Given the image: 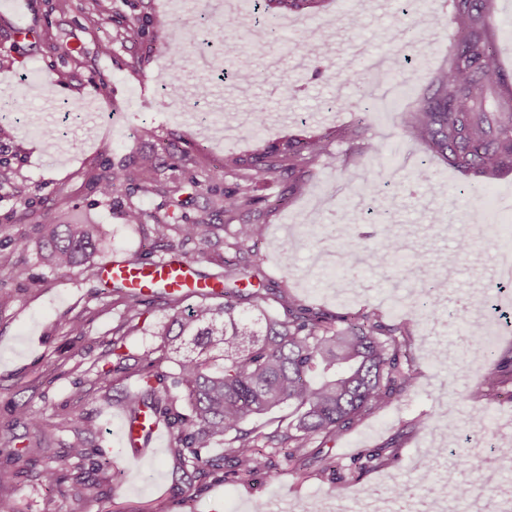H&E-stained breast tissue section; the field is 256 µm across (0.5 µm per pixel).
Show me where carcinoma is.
Masks as SVG:
<instances>
[{
	"label": "carcinoma",
	"instance_id": "1",
	"mask_svg": "<svg viewBox=\"0 0 512 512\" xmlns=\"http://www.w3.org/2000/svg\"><path fill=\"white\" fill-rule=\"evenodd\" d=\"M318 0H257L256 16L246 24L255 41L277 35L272 4L285 10H301ZM455 50L448 68L433 80L434 92L414 112L411 134L449 166L474 174L492 175L512 168V98L499 99L496 90L503 83L493 35L488 33L484 14L474 0H457L454 17ZM145 35V23L131 16L123 21L119 37L137 42ZM334 43L317 46L304 43V53L313 61L331 57ZM495 111L490 112L488 105ZM363 120L336 130V139L363 140ZM330 134L293 141L281 148L271 146L261 157L224 160V166L208 175L213 183L209 206L193 222L181 224L169 214L153 218V233L165 243L166 251L181 261L192 263L209 256L224 242V225L242 214L255 213L262 197L258 184L265 179L292 177L327 153ZM195 164L189 155L183 166L172 168L166 181L156 177L153 167L129 161L104 170L88 172V186L102 198L127 199L126 220L142 224L146 212L132 201L131 193L160 195L167 205H184L182 192L197 189L195 175L185 168ZM232 171L237 182L222 191L216 184L224 172ZM39 237L35 249L43 264L54 271L84 267L96 275L93 262L101 237L95 224H42L35 226ZM354 252L370 266L389 262L413 275L426 265L425 255L409 251L398 237H387L378 251L364 249L358 239L340 245ZM224 275L217 287L224 303L214 305L203 297L194 305L180 307L183 298L161 290L155 298L175 310L169 324L158 331L162 345L159 356L145 354L138 361L139 387L127 394L131 417L151 415L166 420L172 429L171 451L191 475H202L219 465L221 458L205 452L217 442H228L226 451L235 460L238 472L248 477L257 469L255 448L280 445L288 452L289 463L299 465L304 449L312 440L332 439L356 418L386 405L391 397L416 386L412 369H404L400 358L403 344L395 331L383 327L369 313L343 328L319 308L296 299L260 279L259 267L237 250L232 258L218 255ZM0 274L13 281L29 279L28 269L17 262L0 263ZM256 279L258 287L247 288L243 280ZM113 292L124 305L123 319L113 329L119 336L143 315L144 295L113 284ZM274 301L283 311L276 317L263 305ZM247 304L259 314L248 317L240 307ZM175 360L178 372L170 376L161 370L166 360ZM327 374L319 384L307 375L316 367ZM188 398L189 406L182 404ZM294 406V417L286 428L265 433L245 429L250 416L262 415L282 405Z\"/></svg>",
	"mask_w": 512,
	"mask_h": 512
}]
</instances>
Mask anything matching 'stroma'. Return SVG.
Listing matches in <instances>:
<instances>
[{
    "label": "stroma",
    "instance_id": "35a3bbf8",
    "mask_svg": "<svg viewBox=\"0 0 512 512\" xmlns=\"http://www.w3.org/2000/svg\"><path fill=\"white\" fill-rule=\"evenodd\" d=\"M98 12L93 0H72L70 9L51 11V0H0V111L21 113L11 140L0 144V159L13 174L0 182V226L7 235L33 236L40 215L50 213L58 224H99L107 233L100 260L142 258L164 252L151 224L127 223L124 203L101 198L86 184L90 169L130 158L158 162L167 176L168 151L194 155L196 173L222 165L225 154L251 153L282 143L318 136L355 123L366 114L365 139L395 146L402 165L391 173L390 157L372 155L350 143L332 141L328 153L293 183L269 181L260 231L243 248L259 266L265 283L287 291L304 305L323 309L347 321L375 314L383 325L398 329L406 342L403 368L413 369L417 388L395 394L381 410L365 414L330 440L315 439L305 464L289 466L283 449L260 448L262 465L242 479L223 446L209 448L224 459L220 470L186 481L181 464L168 448L137 456L120 440V422L127 414L125 393L133 389L135 365L156 350L155 331L169 314L163 302L148 305L125 336L113 337L124 308L100 278L79 271L53 272L35 251L11 253V261L29 268L22 283L0 282L10 295L0 306V498L14 512H306L317 499L330 508L362 498H378L391 488L412 484L431 448H491L512 440V374L505 375L487 427L475 431L471 409L485 402L484 378L512 357V326L499 327L485 348L469 337L488 322L489 305H512V293L500 291L494 263L495 239L483 235V224H511L512 168L486 178L465 175L405 130L409 112L431 93V82L446 69L454 50L455 23L444 0H320L303 13L288 14L282 40L266 43L238 58L213 41L206 16L224 19V0H106ZM356 14L357 26L342 17ZM139 15L146 21L143 43L115 39L120 17ZM336 23V51L327 61L312 62L299 48L304 35L325 22ZM193 25L197 39L180 53L165 52L176 44L183 25ZM407 27L412 40L405 58L377 40L385 27ZM34 32L20 41L12 28ZM112 44L102 54L101 42ZM251 68L257 75L249 89L231 82H213L204 102L185 100L183 92L168 95L161 88L169 73L182 83L210 80L213 67ZM56 73L52 92L20 82L25 71ZM108 79L110 101L97 95L96 84ZM264 113L270 125L265 136L254 135L241 115ZM426 169L427 179L416 178ZM373 177L390 211L389 222L369 214L368 201L352 191L359 175ZM285 205H277L279 197ZM34 212L23 216L24 201ZM344 224L365 247L376 248L390 232H401L411 248L422 251L427 265L419 275L403 277L395 268L360 265L331 269L321 253L338 248L333 227ZM474 239L472 250L456 251L461 233ZM448 277L446 306L451 314L429 318L404 296ZM83 321L85 333L69 327ZM119 346L123 361L110 350ZM448 351L435 357L436 348ZM45 424L35 435L23 411ZM89 418L99 429L77 436L69 420ZM83 439L87 455L78 460L68 450ZM38 454H26L32 441ZM381 448L395 454L372 464L368 455ZM112 460V479L92 499L82 498L84 481L94 479L99 454ZM58 470L59 481L47 484L43 473ZM512 463L474 460L469 469L455 459L441 460L435 479L414 492L418 512H429L444 498L448 480H467L472 496L488 512H500L501 501L491 482Z\"/></svg>",
    "mask_w": 512,
    "mask_h": 512
}]
</instances>
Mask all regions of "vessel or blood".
Wrapping results in <instances>:
<instances>
[{
  "label": "vessel or blood",
  "instance_id": "obj_1",
  "mask_svg": "<svg viewBox=\"0 0 512 512\" xmlns=\"http://www.w3.org/2000/svg\"><path fill=\"white\" fill-rule=\"evenodd\" d=\"M100 273L109 280H121L131 289L149 296L160 290L176 292L182 297L215 294L214 285L204 283L196 278L193 268L175 258H163L150 264L136 260H108L101 266ZM125 443L135 450L143 451L163 435L160 421L140 418L138 421H125Z\"/></svg>",
  "mask_w": 512,
  "mask_h": 512
}]
</instances>
